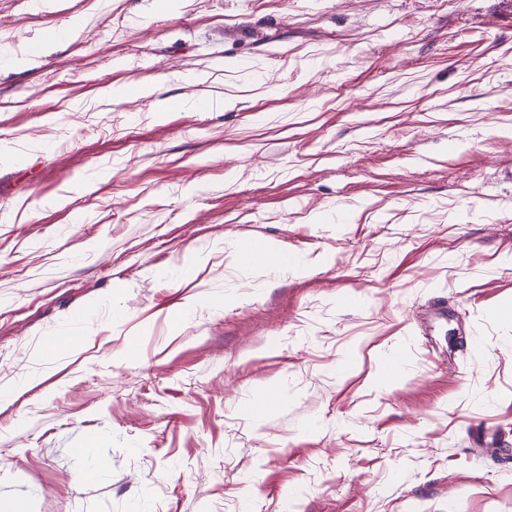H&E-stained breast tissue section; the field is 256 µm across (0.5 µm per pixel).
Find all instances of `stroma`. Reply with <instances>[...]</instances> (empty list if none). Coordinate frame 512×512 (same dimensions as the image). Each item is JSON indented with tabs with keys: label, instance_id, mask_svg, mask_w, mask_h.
Masks as SVG:
<instances>
[{
	"label": "stroma",
	"instance_id": "obj_1",
	"mask_svg": "<svg viewBox=\"0 0 512 512\" xmlns=\"http://www.w3.org/2000/svg\"><path fill=\"white\" fill-rule=\"evenodd\" d=\"M36 2L0 0V512H512V0ZM264 246L266 251L277 259V264L272 265L276 262V259L274 257L267 256L261 251L258 245L253 244V255L257 259L281 270L289 269L294 271H302L305 269V265L298 263L295 260L294 254L291 251H288L287 247L279 243L267 240H264Z\"/></svg>",
	"mask_w": 512,
	"mask_h": 512
}]
</instances>
